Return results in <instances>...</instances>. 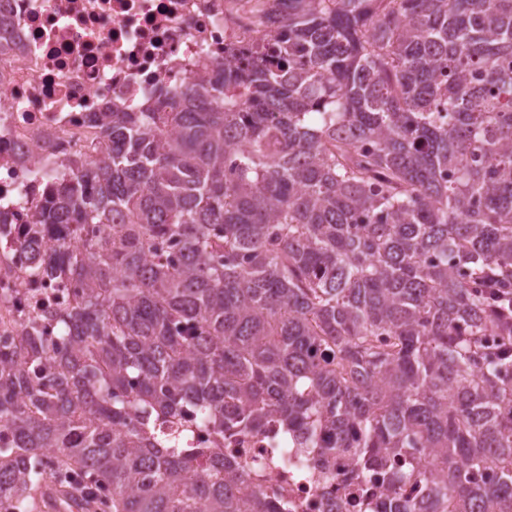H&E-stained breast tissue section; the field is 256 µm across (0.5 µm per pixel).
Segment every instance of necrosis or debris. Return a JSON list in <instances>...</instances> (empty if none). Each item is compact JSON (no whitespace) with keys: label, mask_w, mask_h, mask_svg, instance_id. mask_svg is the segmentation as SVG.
<instances>
[{"label":"necrosis or debris","mask_w":512,"mask_h":512,"mask_svg":"<svg viewBox=\"0 0 512 512\" xmlns=\"http://www.w3.org/2000/svg\"><path fill=\"white\" fill-rule=\"evenodd\" d=\"M274 0H0V348L31 332L58 334L57 311L80 295L75 282L35 274L23 245L55 171L98 153L93 112L129 109L158 91L176 94L232 49L257 43ZM30 250V251H31ZM319 451L299 447L269 417L224 455L254 467L243 493L279 489L292 512H363L341 480L356 449L340 448L321 479Z\"/></svg>","instance_id":"obj_1"}]
</instances>
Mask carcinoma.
<instances>
[{
  "mask_svg": "<svg viewBox=\"0 0 512 512\" xmlns=\"http://www.w3.org/2000/svg\"><path fill=\"white\" fill-rule=\"evenodd\" d=\"M94 121L31 228L82 294L0 351V512L75 479L273 512L224 459L273 414L380 512H512V0H277L261 48Z\"/></svg>",
  "mask_w": 512,
  "mask_h": 512,
  "instance_id": "obj_1",
  "label": "carcinoma"
}]
</instances>
